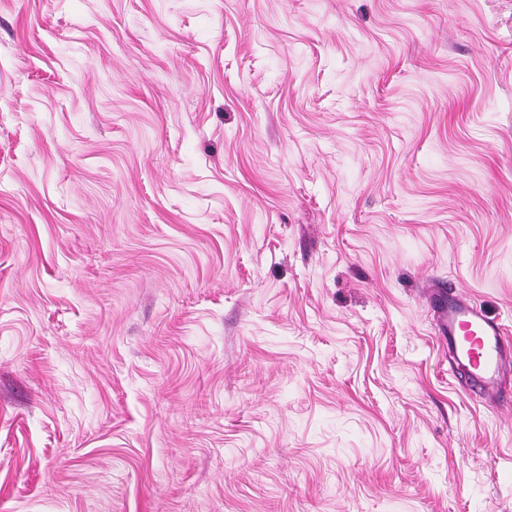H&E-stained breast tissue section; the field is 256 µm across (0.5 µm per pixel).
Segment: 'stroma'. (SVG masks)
<instances>
[{"instance_id": "obj_1", "label": "stroma", "mask_w": 512, "mask_h": 512, "mask_svg": "<svg viewBox=\"0 0 512 512\" xmlns=\"http://www.w3.org/2000/svg\"><path fill=\"white\" fill-rule=\"evenodd\" d=\"M512 0H0V512H512ZM439 333L450 369L463 374L465 391L485 403L499 402L512 380L511 336L457 292H448L439 306Z\"/></svg>"}]
</instances>
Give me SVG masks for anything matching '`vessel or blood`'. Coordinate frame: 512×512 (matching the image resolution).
<instances>
[{
	"instance_id": "b4317fda",
	"label": "vessel or blood",
	"mask_w": 512,
	"mask_h": 512,
	"mask_svg": "<svg viewBox=\"0 0 512 512\" xmlns=\"http://www.w3.org/2000/svg\"><path fill=\"white\" fill-rule=\"evenodd\" d=\"M439 333L450 369L461 370L463 387L486 402L500 401L512 382V337L481 307L458 293L439 306Z\"/></svg>"
}]
</instances>
